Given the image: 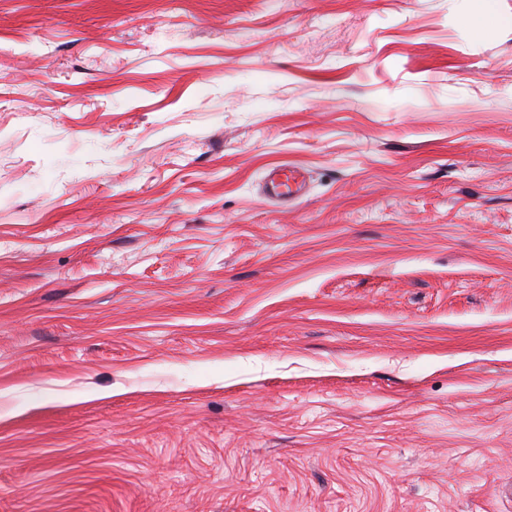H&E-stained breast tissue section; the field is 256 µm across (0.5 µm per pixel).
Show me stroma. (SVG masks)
<instances>
[{
    "instance_id": "stroma-1",
    "label": "stroma",
    "mask_w": 512,
    "mask_h": 512,
    "mask_svg": "<svg viewBox=\"0 0 512 512\" xmlns=\"http://www.w3.org/2000/svg\"><path fill=\"white\" fill-rule=\"evenodd\" d=\"M506 487L512 0H0V512ZM291 176L287 173L281 174L280 170L271 171L265 178V191L269 198L284 200L287 196L293 197L298 194L306 182V177L301 171H293L292 185Z\"/></svg>"
}]
</instances>
